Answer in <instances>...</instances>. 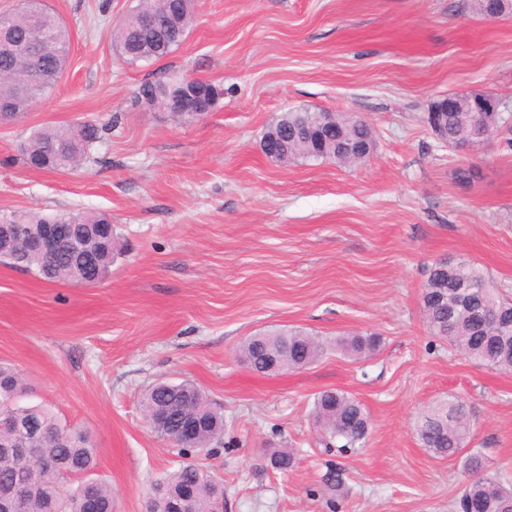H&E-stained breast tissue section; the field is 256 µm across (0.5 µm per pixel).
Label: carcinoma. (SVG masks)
I'll return each instance as SVG.
<instances>
[{
	"label": "carcinoma",
	"mask_w": 512,
	"mask_h": 512,
	"mask_svg": "<svg viewBox=\"0 0 512 512\" xmlns=\"http://www.w3.org/2000/svg\"><path fill=\"white\" fill-rule=\"evenodd\" d=\"M195 0H138L130 9L134 15L149 14L179 25L189 34L194 22ZM470 8L489 18L512 17V0H470ZM39 32L53 44V52L41 53L39 45L31 42ZM114 41L120 58L128 65L155 61L171 54L179 44L168 42L163 30L145 25L132 26L124 18L115 29ZM69 53V34L65 24L46 5L32 0V8L24 14L6 15L0 23V113L27 112L33 102L54 87L66 67ZM224 95L219 85L182 74H169L143 83L136 94L135 105L154 111L157 102L182 99L186 106L202 100L217 103ZM326 111L290 109L281 113L271 136L287 140L288 149L283 162H335L343 164L337 155L340 143L357 139L364 143L376 141L371 124L352 114H335L334 128L321 134L315 132L327 118ZM441 124L448 130V141L473 138L478 122L465 112H443ZM112 126L98 127L83 123L68 126H48L37 131L27 144L23 161L32 170H59L65 165H78L90 159L89 152L102 133ZM83 224L87 249L95 258L99 273L107 275L112 259L118 254V240L103 239L97 225L111 222L100 212H61L42 215L31 210L0 213V224ZM19 250L15 239L0 229V263L15 266L13 255ZM21 268L35 272L41 279L83 282L80 271L72 265L68 247L60 246L52 255L28 250L21 255ZM426 302L423 304L431 332L447 339L467 358L499 371H512V297L496 287L484 272L468 263L438 262L435 272L427 278ZM488 303L493 306L507 326H489L485 334L473 332L470 313ZM288 344L287 358L282 369H300L320 358L325 350L322 342L295 328H278L260 337H248L242 354L256 363L264 361L269 338ZM340 348L359 359L378 346L373 334H356L340 340ZM31 393L29 383L14 366L0 363V414L10 417L20 426L0 428V488L14 478L19 465L8 452L10 448H31L29 465L40 487L27 512H84V496L96 497L106 509L112 508V488L93 477L97 466V448L91 435L79 428L61 424L57 416L43 405H23ZM144 411L168 413L165 438L177 432V416L184 412L197 416L201 427L191 444L178 448L187 457L194 449L213 451L224 434V416L214 408L207 396L193 383L177 386L158 381L151 385L143 399ZM314 418L327 448L342 442L341 449L354 448L365 442L369 418L355 398L341 390H324L314 400ZM417 436L422 446L442 459L458 456L465 447L469 431V413L457 399H444L428 407L419 417ZM464 470L472 475L457 497L456 512H512V484L503 483L488 470L479 451H471L464 460ZM69 472L87 476L90 483H77L67 496L60 494L63 474ZM190 488L194 492L192 512H214L224 497V485L216 482L207 468L196 462H182L157 479L143 501L142 512H172L174 501Z\"/></svg>",
	"instance_id": "1"
}]
</instances>
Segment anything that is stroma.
Here are the masks:
<instances>
[{"instance_id":"obj_1","label":"stroma","mask_w":512,"mask_h":512,"mask_svg":"<svg viewBox=\"0 0 512 512\" xmlns=\"http://www.w3.org/2000/svg\"><path fill=\"white\" fill-rule=\"evenodd\" d=\"M70 36L57 84L0 124V210L108 214L123 246L93 286L46 283L0 264V362L30 404L87 430L112 512H141L176 448L143 415L155 382H194L224 415L217 454L224 512H452L468 476L416 435L419 413L461 399L469 448L512 481V372L479 366L429 330L422 302L435 262L467 260L512 293V148L441 143L427 122L448 93L495 94L512 113V19L466 0H195L184 43L128 66L112 30L136 0H45ZM171 71L220 84L190 123L133 107ZM291 108L352 113L376 148L353 166L279 163L262 140ZM112 130L94 163L27 168L42 127ZM293 327L329 342L312 366L269 376L240 359L248 336ZM375 333L364 361L337 337ZM340 389L370 419L365 443L325 451L315 395ZM271 448L296 453L273 468ZM341 480L329 481L330 472Z\"/></svg>"}]
</instances>
